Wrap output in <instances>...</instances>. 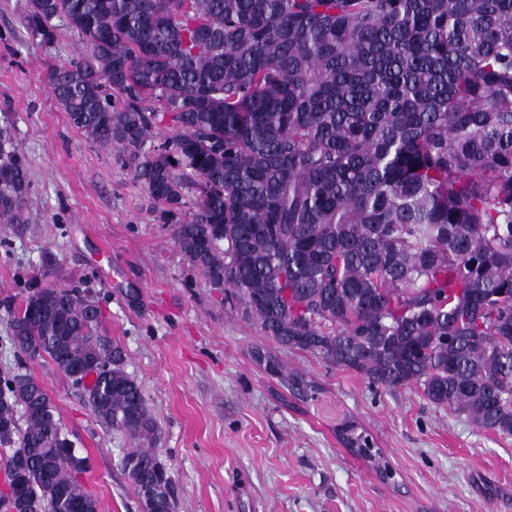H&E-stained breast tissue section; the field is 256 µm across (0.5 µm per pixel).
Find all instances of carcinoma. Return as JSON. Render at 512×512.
Wrapping results in <instances>:
<instances>
[{"instance_id": "cac0c4a2", "label": "carcinoma", "mask_w": 512, "mask_h": 512, "mask_svg": "<svg viewBox=\"0 0 512 512\" xmlns=\"http://www.w3.org/2000/svg\"><path fill=\"white\" fill-rule=\"evenodd\" d=\"M27 32L85 50L46 80L115 153L191 270L280 346L512 437V0H28ZM0 127V224H26ZM14 346L82 385L167 512L159 426L87 282L7 299ZM255 360L288 390L315 382ZM354 455L380 449L353 423ZM43 385L0 371V512H99Z\"/></svg>"}]
</instances>
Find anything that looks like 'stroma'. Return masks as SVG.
<instances>
[{
	"label": "stroma",
	"mask_w": 512,
	"mask_h": 512,
	"mask_svg": "<svg viewBox=\"0 0 512 512\" xmlns=\"http://www.w3.org/2000/svg\"><path fill=\"white\" fill-rule=\"evenodd\" d=\"M27 0H0V125L8 124L31 178L27 223L0 224V299L24 282L90 281L105 332L125 351L160 426L176 512H512V438L479 429L413 388H371L263 336L241 304L191 272L168 225L113 154L73 129L44 74L83 43H55L22 24ZM136 290V302L126 293ZM263 346L321 386L291 397L254 361ZM89 456L83 476L100 512H141L119 461L130 440L97 425L82 391L46 359L27 361ZM354 419L396 471L383 483L339 442Z\"/></svg>",
	"instance_id": "35a3bbf8"
}]
</instances>
